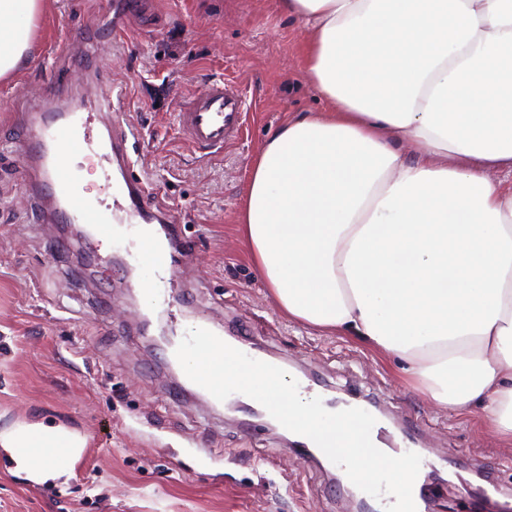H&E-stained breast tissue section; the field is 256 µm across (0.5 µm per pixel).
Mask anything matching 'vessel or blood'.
<instances>
[{
  "mask_svg": "<svg viewBox=\"0 0 512 512\" xmlns=\"http://www.w3.org/2000/svg\"><path fill=\"white\" fill-rule=\"evenodd\" d=\"M89 53L86 33L70 29L62 44L52 49L58 57L73 50ZM63 85L54 80L45 85L38 100L22 107L13 124L23 139L21 164L23 177L29 178L38 219L46 224H85L94 241L110 239L112 227L129 223L143 225L134 241L135 254L148 262L156 286H164L170 270V255L150 229L151 223H167L168 215L155 200L150 185L127 163V141L132 128L113 121L108 133L97 129L99 112H119L113 98H105L96 109L76 112L62 103ZM242 102L226 82L212 83L208 94L191 101L178 114L188 142L198 151L223 148L240 127ZM93 149L103 171V197L84 198L75 179L67 175L64 150L70 146ZM126 169L122 183L111 179L113 165Z\"/></svg>",
  "mask_w": 512,
  "mask_h": 512,
  "instance_id": "b4317fda",
  "label": "vessel or blood"
}]
</instances>
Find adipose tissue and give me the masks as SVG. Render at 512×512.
<instances>
[{"instance_id":"obj_1","label":"adipose tissue","mask_w":512,"mask_h":512,"mask_svg":"<svg viewBox=\"0 0 512 512\" xmlns=\"http://www.w3.org/2000/svg\"><path fill=\"white\" fill-rule=\"evenodd\" d=\"M329 109L272 131L241 217L288 319L396 357L431 404L512 445V0H280ZM43 0H0V77ZM85 438L0 432L11 470L64 483Z\"/></svg>"}]
</instances>
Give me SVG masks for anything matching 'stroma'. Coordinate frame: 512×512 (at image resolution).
Segmentation results:
<instances>
[{
    "label": "stroma",
    "mask_w": 512,
    "mask_h": 512,
    "mask_svg": "<svg viewBox=\"0 0 512 512\" xmlns=\"http://www.w3.org/2000/svg\"><path fill=\"white\" fill-rule=\"evenodd\" d=\"M130 22L112 39L101 0H46L34 50L0 78V429L38 418L79 431L85 452L65 484L37 485L0 460V512H355L340 471L293 450L241 397L225 413L201 392L182 394L165 368L161 332L205 323L225 338L297 372L325 398L353 393L382 417L385 443L419 454L430 512H480L487 480L500 489L490 512H512V447L477 416L435 408L407 365L358 341L289 321L276 308L242 241L239 214L268 134L296 112L326 103L307 72V29L277 0H120ZM99 43L93 64L54 70L45 59L69 27ZM112 75L136 170L170 208L190 249L169 273L168 303L147 308L136 233L59 246L58 230L28 220L30 199L4 128L43 81L62 73L72 105H94L93 68ZM236 86L238 139L196 151L177 114L213 81Z\"/></svg>",
    "instance_id": "obj_1"
}]
</instances>
